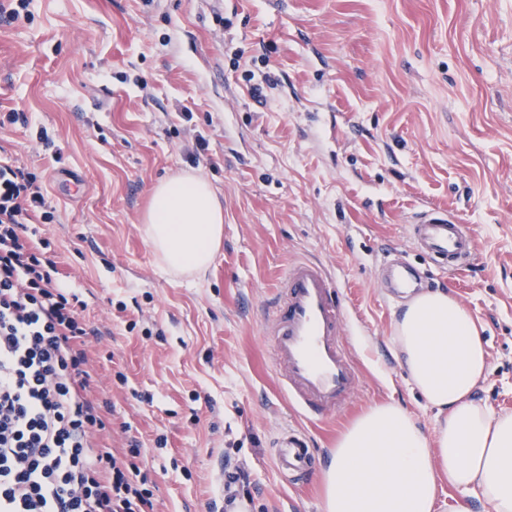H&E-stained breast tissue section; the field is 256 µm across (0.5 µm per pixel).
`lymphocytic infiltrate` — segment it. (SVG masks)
Segmentation results:
<instances>
[{
	"label": "lymphocytic infiltrate",
	"instance_id": "obj_1",
	"mask_svg": "<svg viewBox=\"0 0 512 512\" xmlns=\"http://www.w3.org/2000/svg\"><path fill=\"white\" fill-rule=\"evenodd\" d=\"M53 218L36 176L0 164V512H152L139 442L105 443L94 330L26 241Z\"/></svg>",
	"mask_w": 512,
	"mask_h": 512
}]
</instances>
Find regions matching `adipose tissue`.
<instances>
[{
  "instance_id": "1",
  "label": "adipose tissue",
  "mask_w": 512,
  "mask_h": 512,
  "mask_svg": "<svg viewBox=\"0 0 512 512\" xmlns=\"http://www.w3.org/2000/svg\"><path fill=\"white\" fill-rule=\"evenodd\" d=\"M145 234L165 268L203 273L224 233V208L202 176L158 183ZM393 352L438 411L434 436L395 404H377L341 436L319 472L322 512H435L442 483L479 489L493 512H512V413L474 399L489 357L471 314L447 291L402 305Z\"/></svg>"
}]
</instances>
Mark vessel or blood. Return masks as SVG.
Returning a JSON list of instances; mask_svg holds the SVG:
<instances>
[{"label":"vessel or blood","mask_w":512,"mask_h":512,"mask_svg":"<svg viewBox=\"0 0 512 512\" xmlns=\"http://www.w3.org/2000/svg\"><path fill=\"white\" fill-rule=\"evenodd\" d=\"M409 235L417 250L440 268L460 272L471 265L476 238L440 208L420 212ZM422 284L420 273L403 266L391 292L404 295ZM347 305L337 278L317 261L292 263L265 318L274 365L289 398L308 418H324L346 406L360 383L359 371L341 339ZM275 463L287 478L308 472L315 456L307 434L287 427L275 444Z\"/></svg>","instance_id":"b4317fda"}]
</instances>
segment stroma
Masks as SVG:
<instances>
[{
	"instance_id": "stroma-1",
	"label": "stroma",
	"mask_w": 512,
	"mask_h": 512,
	"mask_svg": "<svg viewBox=\"0 0 512 512\" xmlns=\"http://www.w3.org/2000/svg\"><path fill=\"white\" fill-rule=\"evenodd\" d=\"M0 23V161L54 209L29 243L86 303L112 447L146 450L155 512H210L224 457L252 512H321L316 474L275 466L304 426L317 466L370 407L436 414L394 355L385 249L442 276L490 358L475 392L512 412V0H32ZM264 87L253 98L251 84ZM76 174L81 191L59 186ZM195 173L224 235L205 274L159 263L142 219L154 185ZM428 207L473 225L477 255L437 273L407 237ZM315 260L347 286L344 340L361 386L307 424L273 369L261 317L286 269ZM129 433H121V423Z\"/></svg>"
}]
</instances>
